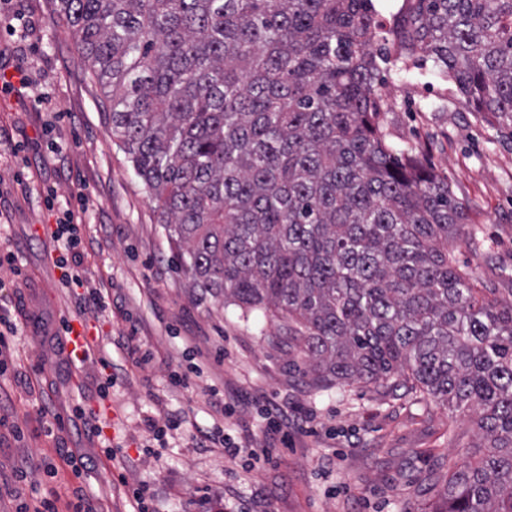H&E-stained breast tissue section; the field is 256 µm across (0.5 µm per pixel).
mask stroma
<instances>
[{"instance_id": "obj_1", "label": "stroma", "mask_w": 512, "mask_h": 512, "mask_svg": "<svg viewBox=\"0 0 512 512\" xmlns=\"http://www.w3.org/2000/svg\"><path fill=\"white\" fill-rule=\"evenodd\" d=\"M20 14L33 27L19 45L10 25ZM18 64L28 88L0 95V253L16 255L0 266V305L19 327L0 390V512L31 499L12 469L24 454L35 464L32 480L66 503L81 488L96 512H128L130 484L154 489L153 512H432L478 440L474 412L419 389L322 386L295 345H269L283 319L193 293L52 0H0V67ZM380 95L386 145L415 155L469 206L453 245L458 265L474 271L476 287L498 288L512 303V130L472 111L428 59L408 70L386 64ZM79 191L90 199L79 226L82 268L105 297L102 314L80 310L55 265L50 233ZM64 316L95 348L76 369ZM175 369L188 372V387L169 386ZM213 386L236 399L232 418L210 406ZM262 396L313 419L276 462L252 467L225 455L220 441L265 443ZM168 412L183 425L152 434L148 419ZM71 454L85 456L81 474Z\"/></svg>"}]
</instances>
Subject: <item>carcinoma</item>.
<instances>
[{
    "label": "carcinoma",
    "instance_id": "cac0c4a2",
    "mask_svg": "<svg viewBox=\"0 0 512 512\" xmlns=\"http://www.w3.org/2000/svg\"><path fill=\"white\" fill-rule=\"evenodd\" d=\"M55 0L189 286L284 319L319 383L419 387L485 449L432 512H512V304L449 244L468 205L380 128L385 44L512 122V0Z\"/></svg>",
    "mask_w": 512,
    "mask_h": 512
}]
</instances>
